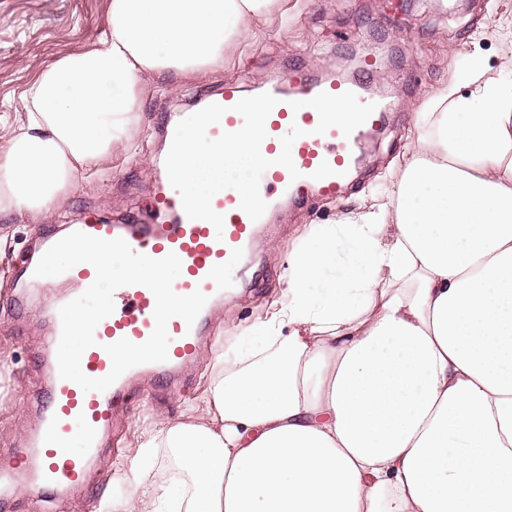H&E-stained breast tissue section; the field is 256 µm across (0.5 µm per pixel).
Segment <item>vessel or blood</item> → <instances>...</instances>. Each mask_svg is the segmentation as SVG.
<instances>
[{"mask_svg":"<svg viewBox=\"0 0 512 512\" xmlns=\"http://www.w3.org/2000/svg\"><path fill=\"white\" fill-rule=\"evenodd\" d=\"M365 89L366 83L361 79L339 76L319 80L299 68L289 74L284 84L270 87V94L279 103L266 121L267 137L261 152L273 164L260 181V194L269 207L312 192L322 197L343 193L356 152L387 116L384 104H364ZM242 97L236 83L225 84L223 91L212 95V102L226 106L227 111L218 124L208 128L209 138L243 126V117L233 110ZM337 107L350 113L348 125L337 124L333 113ZM294 124L303 131L292 147L293 161L300 172L296 179L275 162L281 152L280 139ZM154 203L157 211L168 214V221L114 224L90 214L78 229L103 239H124L134 251L155 259L176 254L181 273L173 283L174 291L187 295L198 289L208 300L193 325H186L178 317L169 321L166 361L135 366L106 391L86 392L75 382L62 379L59 373H52L39 410V427L28 450L30 474L49 488L64 490L80 480L112 426L113 404L129 399L130 386L139 375L149 373L165 382L196 358L201 327L208 314L228 288L247 278L245 256L259 224L240 209L236 190H222L212 200L213 209L224 217L220 232L208 221L188 218L178 191L170 183H163ZM114 304L113 313L97 326L96 346L82 355L81 368L88 377L101 378L110 372L112 362L106 345L123 338L145 342L155 327L152 292L138 285L124 286L115 291Z\"/></svg>","mask_w":512,"mask_h":512,"instance_id":"b4317fda","label":"vessel or blood"}]
</instances>
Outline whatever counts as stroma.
Instances as JSON below:
<instances>
[{"label": "stroma", "mask_w": 512, "mask_h": 512, "mask_svg": "<svg viewBox=\"0 0 512 512\" xmlns=\"http://www.w3.org/2000/svg\"><path fill=\"white\" fill-rule=\"evenodd\" d=\"M109 0H0V121L14 119L20 97L40 71L60 56L93 48L108 21ZM512 0H280L276 12L253 23L249 37L223 63L196 73L168 70L152 77L135 130L136 151L80 172L51 218L34 222L0 217L9 246L0 260V462L20 464L37 426L34 404L45 382L42 355L50 328L43 305L62 295L54 280L22 285L16 275L34 256L37 234L63 232L86 213L120 222L151 216L158 159L173 117L224 84L255 91L304 68L314 76L343 66L356 74L362 59L381 65L370 81L390 106L385 127L363 146L365 161L348 190L286 205L262 228L251 251L257 289L226 295L210 320L197 365L186 385L166 389L143 379L133 401L113 411L112 434L102 444L82 491L57 496L24 478L0 485V512H121L130 488L120 468L136 436L159 422L193 414L219 354L278 302L288 288L290 251L304 228L331 224L389 195L419 130L415 114L444 85L470 91L474 70L512 80V40L501 26Z\"/></svg>", "instance_id": "stroma-1"}]
</instances>
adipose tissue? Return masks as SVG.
<instances>
[{"mask_svg": "<svg viewBox=\"0 0 512 512\" xmlns=\"http://www.w3.org/2000/svg\"><path fill=\"white\" fill-rule=\"evenodd\" d=\"M277 3L110 0L98 46L25 89L0 216L49 219L80 170L133 149L150 76L223 60ZM470 85L423 103L387 200L293 250L195 415L138 437L122 512H512V86ZM158 448L179 479L143 469Z\"/></svg>", "mask_w": 512, "mask_h": 512, "instance_id": "ef3b65f1", "label": "adipose tissue"}]
</instances>
